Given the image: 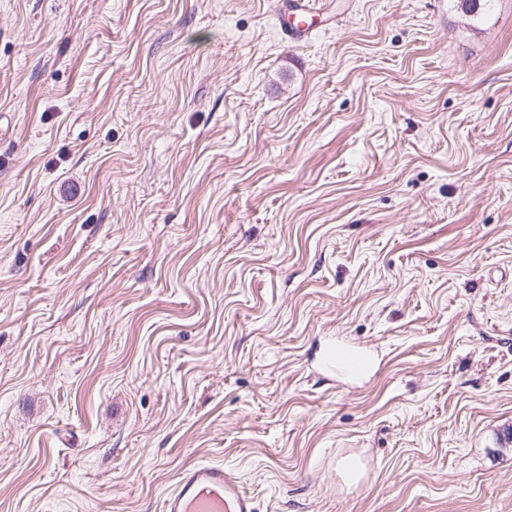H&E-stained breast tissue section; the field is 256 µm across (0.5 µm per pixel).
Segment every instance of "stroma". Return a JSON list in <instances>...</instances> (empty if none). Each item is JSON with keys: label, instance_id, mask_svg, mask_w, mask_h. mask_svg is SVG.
<instances>
[{"label": "stroma", "instance_id": "stroma-1", "mask_svg": "<svg viewBox=\"0 0 512 512\" xmlns=\"http://www.w3.org/2000/svg\"><path fill=\"white\" fill-rule=\"evenodd\" d=\"M324 2L0 0V512H512V0ZM285 3V11L282 17V21H280V30L283 36L286 38H290L294 41H303L304 38L309 39L312 34V29L316 26L313 23V20L316 15L312 14L309 10L313 9V7H309L312 5L310 0H289L292 3H288V0ZM304 2H308L303 4ZM297 16L310 17L311 23H306L304 21L297 23L296 25L292 23V19H295ZM326 363L328 369L334 373L340 369L351 373H358L363 368L364 359L359 351L351 347H344L338 350H336V347H331L326 352ZM163 512H255L252 498L224 465L197 462L184 467Z\"/></svg>", "mask_w": 512, "mask_h": 512}]
</instances>
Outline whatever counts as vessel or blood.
Here are the masks:
<instances>
[{
  "mask_svg": "<svg viewBox=\"0 0 512 512\" xmlns=\"http://www.w3.org/2000/svg\"><path fill=\"white\" fill-rule=\"evenodd\" d=\"M309 14V5L302 0H290L280 23L283 36L295 41L310 38L313 26L305 21ZM326 363L334 372L357 373L364 359L353 348H332L326 353ZM163 512H255V508L232 472L220 464L197 462L179 472L175 488L163 501Z\"/></svg>",
  "mask_w": 512,
  "mask_h": 512,
  "instance_id": "vessel-or-blood-1",
  "label": "vessel or blood"
}]
</instances>
